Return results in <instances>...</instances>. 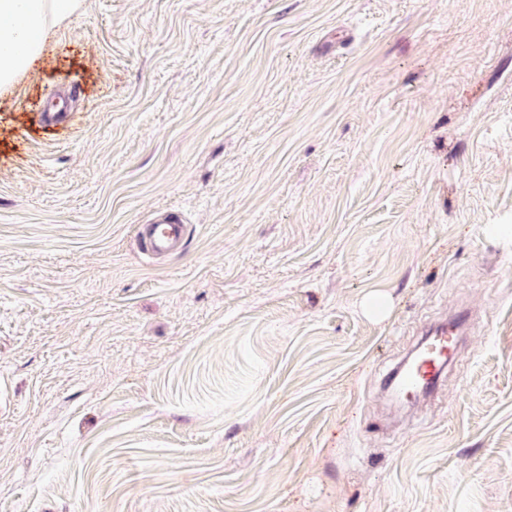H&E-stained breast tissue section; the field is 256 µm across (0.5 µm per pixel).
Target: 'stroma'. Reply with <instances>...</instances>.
Segmentation results:
<instances>
[{
	"instance_id": "1",
	"label": "stroma",
	"mask_w": 512,
	"mask_h": 512,
	"mask_svg": "<svg viewBox=\"0 0 512 512\" xmlns=\"http://www.w3.org/2000/svg\"><path fill=\"white\" fill-rule=\"evenodd\" d=\"M496 224L512 0H84L0 93V512H512ZM186 222L176 212L166 213L152 224H145V248L149 254L167 255L182 248L185 236ZM466 321L464 314H458L454 323L427 335L416 355L390 379L397 396L407 398L436 386L459 342L457 326Z\"/></svg>"
}]
</instances>
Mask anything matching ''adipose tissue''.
Listing matches in <instances>:
<instances>
[{"mask_svg": "<svg viewBox=\"0 0 512 512\" xmlns=\"http://www.w3.org/2000/svg\"><path fill=\"white\" fill-rule=\"evenodd\" d=\"M80 0H0V91L32 70L56 25L75 16Z\"/></svg>", "mask_w": 512, "mask_h": 512, "instance_id": "obj_1", "label": "adipose tissue"}]
</instances>
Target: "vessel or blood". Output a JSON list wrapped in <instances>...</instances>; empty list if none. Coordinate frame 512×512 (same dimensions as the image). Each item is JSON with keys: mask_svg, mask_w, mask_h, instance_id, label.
I'll use <instances>...</instances> for the list:
<instances>
[{"mask_svg": "<svg viewBox=\"0 0 512 512\" xmlns=\"http://www.w3.org/2000/svg\"><path fill=\"white\" fill-rule=\"evenodd\" d=\"M185 220L176 212L166 213L144 227L145 248L153 255H167L182 247ZM466 320L457 315L454 323L430 333L416 355L390 380L392 391L405 398L436 386L459 342L458 326Z\"/></svg>", "mask_w": 512, "mask_h": 512, "instance_id": "vessel-or-blood-1", "label": "vessel or blood"}]
</instances>
